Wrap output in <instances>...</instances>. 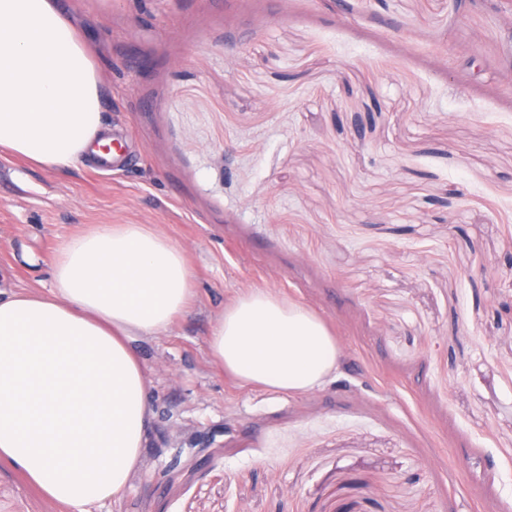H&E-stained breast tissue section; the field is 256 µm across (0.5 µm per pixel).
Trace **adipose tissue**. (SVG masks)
<instances>
[{"label":"adipose tissue","instance_id":"ef3b65f1","mask_svg":"<svg viewBox=\"0 0 512 512\" xmlns=\"http://www.w3.org/2000/svg\"><path fill=\"white\" fill-rule=\"evenodd\" d=\"M85 37L57 0H0V151L56 169L110 137ZM50 293L0 296V466L73 512L119 497L153 412L133 344L166 333L194 296L182 245L147 224H94L57 246ZM208 347L249 385L304 394L336 379L342 350L299 302L251 288Z\"/></svg>","mask_w":512,"mask_h":512}]
</instances>
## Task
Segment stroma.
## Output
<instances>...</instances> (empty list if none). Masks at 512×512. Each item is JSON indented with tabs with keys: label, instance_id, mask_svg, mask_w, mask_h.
Returning a JSON list of instances; mask_svg holds the SVG:
<instances>
[{
	"label": "stroma",
	"instance_id": "35a3bbf8",
	"mask_svg": "<svg viewBox=\"0 0 512 512\" xmlns=\"http://www.w3.org/2000/svg\"><path fill=\"white\" fill-rule=\"evenodd\" d=\"M125 160L0 155V289L62 238L150 224L195 288L135 342L152 440L97 512H512V0H60ZM317 311L336 381L300 396L211 360L225 303ZM0 512H69L0 469Z\"/></svg>",
	"mask_w": 512,
	"mask_h": 512
}]
</instances>
